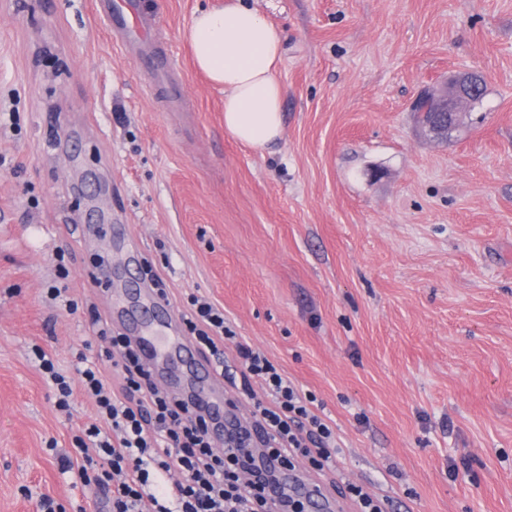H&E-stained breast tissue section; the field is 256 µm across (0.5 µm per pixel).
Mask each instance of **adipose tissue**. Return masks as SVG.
<instances>
[{"mask_svg": "<svg viewBox=\"0 0 512 512\" xmlns=\"http://www.w3.org/2000/svg\"><path fill=\"white\" fill-rule=\"evenodd\" d=\"M189 43L194 64L224 89V129L234 139L264 148L283 133V88L275 77L282 33L247 0L198 11Z\"/></svg>", "mask_w": 512, "mask_h": 512, "instance_id": "adipose-tissue-1", "label": "adipose tissue"}]
</instances>
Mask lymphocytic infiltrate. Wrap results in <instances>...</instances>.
Wrapping results in <instances>:
<instances>
[{
  "instance_id": "1",
  "label": "lymphocytic infiltrate",
  "mask_w": 512,
  "mask_h": 512,
  "mask_svg": "<svg viewBox=\"0 0 512 512\" xmlns=\"http://www.w3.org/2000/svg\"><path fill=\"white\" fill-rule=\"evenodd\" d=\"M182 321L225 386L251 399L250 432L236 447L215 449L210 419L157 388L129 337H112L102 360L77 350L67 373L37 347L33 356L56 407L69 410L80 392L94 400L100 418L59 456L61 471L96 486L106 512H306L302 501L268 491L246 450L256 439L272 467L302 456L316 472L334 470L340 445L316 396L237 336L223 309L206 298L190 296ZM229 343L231 358L224 352Z\"/></svg>"
}]
</instances>
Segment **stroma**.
Returning a JSON list of instances; mask_svg holds the SVG:
<instances>
[{"instance_id": "1", "label": "stroma", "mask_w": 512, "mask_h": 512, "mask_svg": "<svg viewBox=\"0 0 512 512\" xmlns=\"http://www.w3.org/2000/svg\"><path fill=\"white\" fill-rule=\"evenodd\" d=\"M92 2L0 0V512H94L57 461L94 402L58 410L32 348L104 353L129 274L175 313L209 298L315 393L338 472H294L337 502L362 483L394 512H512V0H249L284 32L264 149L225 132L188 45L224 0H157L189 112ZM468 71L471 122L422 135L416 96ZM63 267L73 314L47 295Z\"/></svg>"}]
</instances>
